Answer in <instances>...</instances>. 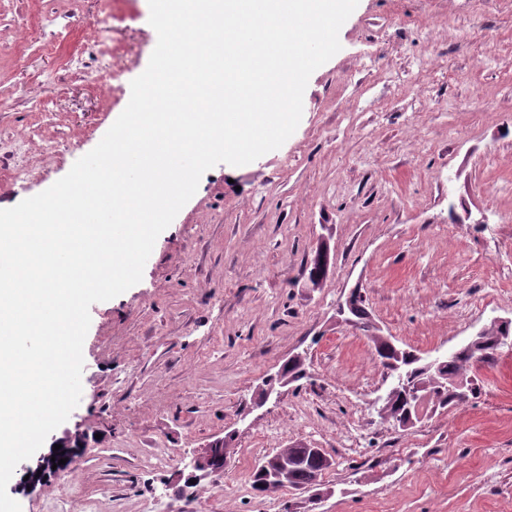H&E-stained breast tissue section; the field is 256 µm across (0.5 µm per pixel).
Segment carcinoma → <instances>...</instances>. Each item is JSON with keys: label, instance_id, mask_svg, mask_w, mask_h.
I'll list each match as a JSON object with an SVG mask.
<instances>
[{"label": "carcinoma", "instance_id": "obj_1", "mask_svg": "<svg viewBox=\"0 0 512 512\" xmlns=\"http://www.w3.org/2000/svg\"><path fill=\"white\" fill-rule=\"evenodd\" d=\"M357 323L368 332V339L380 359L386 376L391 379L388 393L376 401L382 422L402 431L421 421L414 407L413 393L424 395L433 411L446 410L476 397L479 385L470 375L479 363L503 348L512 350V328L502 326L482 330L458 349L428 361L413 350L399 347L390 336L375 327L364 307L363 296L354 292ZM288 473L293 476L288 486L298 489L296 479L306 471L326 472L333 462L321 448L294 446L285 457Z\"/></svg>", "mask_w": 512, "mask_h": 512}]
</instances>
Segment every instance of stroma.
I'll list each match as a JSON object with an SVG mask.
<instances>
[{
    "label": "stroma",
    "instance_id": "35a3bbf8",
    "mask_svg": "<svg viewBox=\"0 0 512 512\" xmlns=\"http://www.w3.org/2000/svg\"><path fill=\"white\" fill-rule=\"evenodd\" d=\"M111 2L105 39L135 52L106 94L69 65L95 61L102 0H0V209L66 175L125 109L157 34L148 0ZM339 40L288 140L206 171L142 280L92 305L74 413L99 439L36 491L15 470L22 512H59L66 484L93 512H512V351L475 367L478 399L397 431L372 407L389 383L365 331L336 313L360 289L384 334L428 359L512 320V280L487 274L512 268V0H359ZM43 74L62 87L46 112ZM298 353L305 376L255 407ZM225 436L223 475L187 486ZM297 443L334 459L330 495L257 491L245 465Z\"/></svg>",
    "mask_w": 512,
    "mask_h": 512
}]
</instances>
